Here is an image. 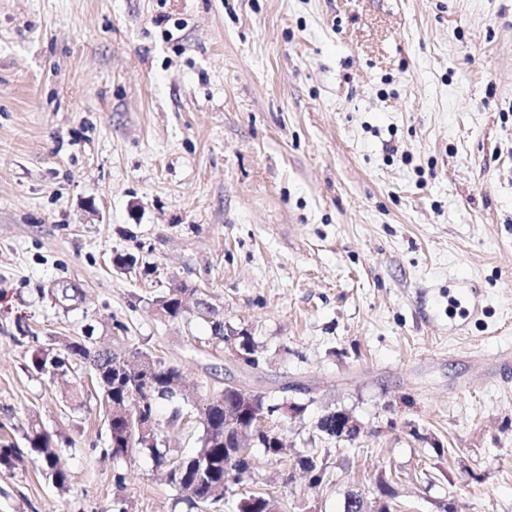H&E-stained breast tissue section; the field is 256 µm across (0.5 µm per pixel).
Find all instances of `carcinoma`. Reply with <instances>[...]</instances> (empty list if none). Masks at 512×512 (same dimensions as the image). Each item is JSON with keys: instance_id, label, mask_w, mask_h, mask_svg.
I'll use <instances>...</instances> for the list:
<instances>
[{"instance_id": "carcinoma-1", "label": "carcinoma", "mask_w": 512, "mask_h": 512, "mask_svg": "<svg viewBox=\"0 0 512 512\" xmlns=\"http://www.w3.org/2000/svg\"><path fill=\"white\" fill-rule=\"evenodd\" d=\"M198 292L195 285L182 282L175 288L168 289L154 300L159 315L167 320L175 321L191 313L194 307L193 296ZM240 355L243 362L255 368L258 362L250 357L254 353L253 338L247 332H239L237 336ZM79 361L89 371H98L105 375L112 373L114 365L119 362L117 354L109 347L97 343L93 336L84 335L64 346L62 352L51 354L39 351L31 356V367L38 371H51L66 374L72 362ZM140 361L152 369V382L148 385L132 377L129 381L112 387V407L127 405L140 408L147 417L155 416V403L166 400L173 404L172 419L183 415L186 405L194 404L189 399L192 394L183 383L180 367L169 364L161 359H153L147 355L140 356ZM228 411L237 413L241 429L240 438L251 441L248 431L249 422L255 413H275V405L266 399L264 393L256 395V403H243L239 393L227 388L213 392L202 404L199 413L201 432L198 437L200 447L190 455H173L168 448L161 447L158 437L142 438L137 431L124 424L122 419L115 418L108 423L110 448L106 453L115 458L127 456L134 450L148 454L154 465L165 471L172 467L180 468L178 478H168V482L184 492L183 502L188 512H216L220 507L232 505L231 512H280V503L273 497L261 492L246 494L235 501H230L225 476L228 471L244 475L253 469V458L247 453L235 458L231 457L227 448L236 446L235 436L224 438V414ZM28 448L42 460L44 470L52 477L59 489L66 487L68 474L61 456L54 446L53 436L32 424L26 436ZM299 468L311 475L312 485L322 481L325 470L323 460L315 455H304L298 459Z\"/></svg>"}]
</instances>
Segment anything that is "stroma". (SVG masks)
Wrapping results in <instances>:
<instances>
[{"mask_svg": "<svg viewBox=\"0 0 512 512\" xmlns=\"http://www.w3.org/2000/svg\"><path fill=\"white\" fill-rule=\"evenodd\" d=\"M175 280L223 343L160 317ZM88 329L200 394L295 405L284 458L252 448L233 492L344 512L383 476L404 512H512V0H0V447L25 451L0 512H187L147 454L104 458L82 366L32 368ZM334 411L353 440L319 431ZM26 441L28 448L41 458L43 468L52 477L55 486L58 489H64L68 474L54 446L53 436L34 423L26 436Z\"/></svg>", "mask_w": 512, "mask_h": 512, "instance_id": "35a3bbf8", "label": "stroma"}]
</instances>
